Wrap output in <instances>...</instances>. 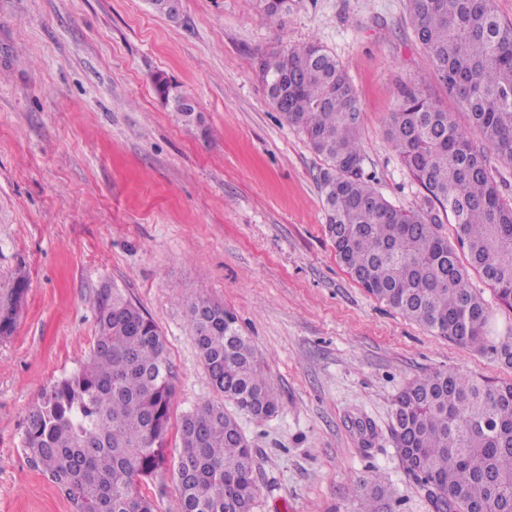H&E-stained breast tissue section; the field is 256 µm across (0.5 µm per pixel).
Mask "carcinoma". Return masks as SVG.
Wrapping results in <instances>:
<instances>
[{
	"label": "carcinoma",
	"mask_w": 512,
	"mask_h": 512,
	"mask_svg": "<svg viewBox=\"0 0 512 512\" xmlns=\"http://www.w3.org/2000/svg\"><path fill=\"white\" fill-rule=\"evenodd\" d=\"M282 20L288 0H260ZM432 78L468 114L470 131L423 87L404 84L387 136L424 189L417 209L396 207L363 170L361 107L343 66L316 41L287 47L260 63L274 109L322 156L327 231L352 276L377 299L439 336L491 349L512 366V327L491 341L492 307L474 292L469 269L483 274L512 309V197L487 166V150L512 163V23L495 0H406ZM455 225L457 246L439 232ZM466 251L463 264L458 250ZM27 282L18 272L0 289V338L15 328ZM188 318L213 389L182 416L173 470L182 512H253V452L224 402L259 418L278 396L232 313L208 298L187 301ZM174 386L158 325L123 290L106 288L87 362L46 388L27 417L25 444L35 465L74 512H155L138 484L167 465ZM512 383L491 384L457 371L409 382L394 401L392 433L407 477L432 512H512ZM358 489L363 512H397L378 477Z\"/></svg>",
	"instance_id": "1"
}]
</instances>
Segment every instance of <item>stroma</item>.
<instances>
[{"label": "stroma", "instance_id": "stroma-1", "mask_svg": "<svg viewBox=\"0 0 512 512\" xmlns=\"http://www.w3.org/2000/svg\"><path fill=\"white\" fill-rule=\"evenodd\" d=\"M317 41L362 108L364 172L390 203L423 191L387 138L398 89L418 83L460 127L468 117L416 40L404 0H183L177 21L148 0H0V288L24 271L0 339V512H73L33 463L27 415L85 363L102 289L122 288L166 341L175 395L166 437L216 400L186 315L204 296L238 318L279 412L233 413L253 449L254 512H359L377 471L400 512H430L392 437L393 402L414 378L461 371L512 382V367L435 336L368 294L340 263L318 176L326 163L282 120L261 58ZM165 73L202 127L156 95ZM27 282L23 273L18 272L12 280L10 288H6L5 291L0 289V300L1 298H9L12 300V306L10 310L1 314L0 310V338L10 336L15 328L16 319L20 304L26 293Z\"/></svg>", "mask_w": 512, "mask_h": 512}]
</instances>
